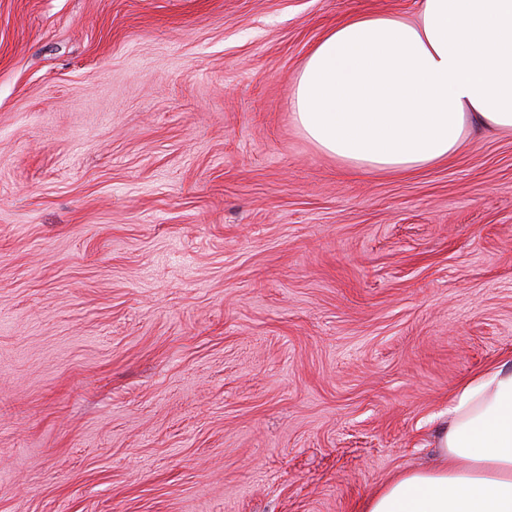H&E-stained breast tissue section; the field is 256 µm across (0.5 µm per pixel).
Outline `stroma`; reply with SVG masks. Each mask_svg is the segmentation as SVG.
<instances>
[{"mask_svg": "<svg viewBox=\"0 0 512 512\" xmlns=\"http://www.w3.org/2000/svg\"><path fill=\"white\" fill-rule=\"evenodd\" d=\"M417 0H0V512H361L512 361V134L359 173L327 29Z\"/></svg>", "mask_w": 512, "mask_h": 512, "instance_id": "35a3bbf8", "label": "stroma"}]
</instances>
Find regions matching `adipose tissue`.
<instances>
[{
    "instance_id": "adipose-tissue-1",
    "label": "adipose tissue",
    "mask_w": 512,
    "mask_h": 512,
    "mask_svg": "<svg viewBox=\"0 0 512 512\" xmlns=\"http://www.w3.org/2000/svg\"><path fill=\"white\" fill-rule=\"evenodd\" d=\"M291 108L307 139L358 171L409 172L455 157L475 132H512V0H419L412 21L354 16L309 50ZM435 452L363 512H512V366L461 389Z\"/></svg>"
}]
</instances>
